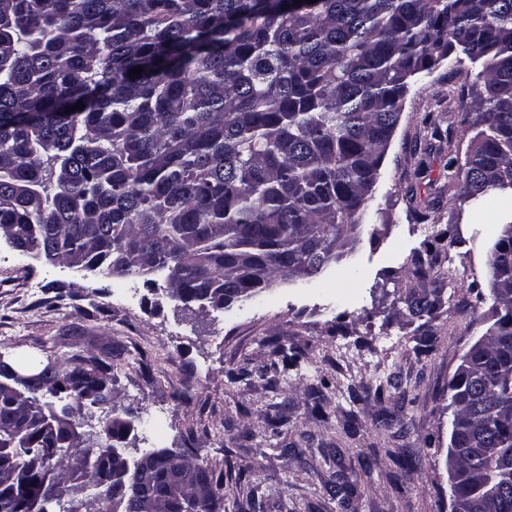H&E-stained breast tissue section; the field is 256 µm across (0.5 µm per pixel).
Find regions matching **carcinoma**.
Instances as JSON below:
<instances>
[{
	"label": "carcinoma",
	"instance_id": "cac0c4a2",
	"mask_svg": "<svg viewBox=\"0 0 512 512\" xmlns=\"http://www.w3.org/2000/svg\"><path fill=\"white\" fill-rule=\"evenodd\" d=\"M457 50L483 84L464 195L512 192V0H0V237L106 277L160 274L185 305L314 280L354 242L410 79ZM427 252L413 274L437 278ZM487 266L498 306L448 381L449 448L455 492L512 512L511 224ZM53 365L19 396L0 390V461L23 482L0 487V512H222L224 474L182 453L124 499L95 484L101 456L72 458L59 423L90 442L112 364ZM130 424L114 412L100 437ZM175 463L217 495L173 487Z\"/></svg>",
	"mask_w": 512,
	"mask_h": 512
}]
</instances>
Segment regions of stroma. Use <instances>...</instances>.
Here are the masks:
<instances>
[{"label":"stroma","mask_w":512,"mask_h":512,"mask_svg":"<svg viewBox=\"0 0 512 512\" xmlns=\"http://www.w3.org/2000/svg\"><path fill=\"white\" fill-rule=\"evenodd\" d=\"M479 70L457 52L413 77L356 242L312 283L186 306L164 276L36 262L0 238V355L113 351V406L136 416L128 454L206 462L226 512H451L448 381L493 323L487 259L512 222V194L470 200L457 178ZM438 234L442 288L412 274ZM414 293L435 299L430 315H410ZM278 344L305 355L285 375Z\"/></svg>","instance_id":"35a3bbf8"}]
</instances>
